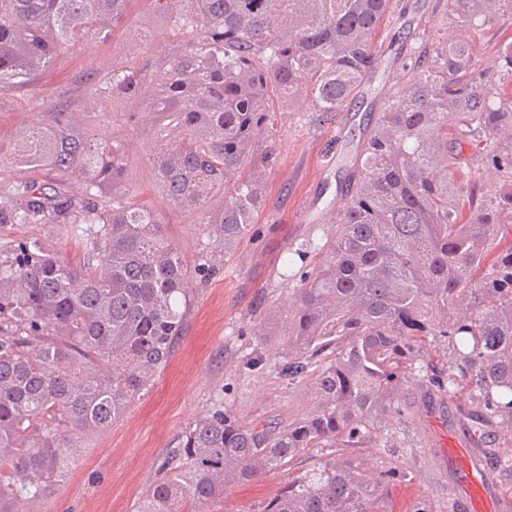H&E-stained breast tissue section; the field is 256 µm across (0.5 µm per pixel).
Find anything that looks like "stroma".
<instances>
[{
    "label": "stroma",
    "instance_id": "stroma-1",
    "mask_svg": "<svg viewBox=\"0 0 512 512\" xmlns=\"http://www.w3.org/2000/svg\"><path fill=\"white\" fill-rule=\"evenodd\" d=\"M402 20L383 24L374 44L380 57L366 83L363 101L333 114L305 105L281 112L275 122L277 161L266 176V200L255 224L224 259L219 272L196 287L185 333L153 386L135 399L104 433L88 437L61 482L40 503L42 512H137L145 491L159 478L177 437L197 417L221 408L245 420L287 421L308 411L317 399L313 374L287 383L277 367L288 359L286 316L298 290L328 241L336 235L339 187L354 170L359 150L373 129L392 81L404 61L402 42L433 0H403ZM148 29L149 43L138 33ZM188 40L167 19L157 17L150 0H130L124 24L104 41L84 39L60 54L23 88L0 89V140L10 143L37 117L38 106L87 115L90 83L98 74L128 64L159 67L183 50ZM512 42V20L503 19L474 34L471 48L483 73L499 72L496 44ZM129 103L116 104L107 133L126 139L130 181L138 200L158 214L170 243L197 265L215 245L197 213L173 205L160 188L147 139L125 121ZM473 392L427 397L404 384L394 418L380 419L374 443L348 449L349 457L372 472L400 470L388 486L384 512H468L452 489L454 473L429 427L435 418L467 443L472 424L458 406H472ZM331 448H313L294 466L228 487L223 512H259L264 501L287 482L334 457Z\"/></svg>",
    "mask_w": 512,
    "mask_h": 512
}]
</instances>
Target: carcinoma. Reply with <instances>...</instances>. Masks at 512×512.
I'll return each instance as SVG.
<instances>
[{
  "label": "carcinoma",
  "instance_id": "carcinoma-1",
  "mask_svg": "<svg viewBox=\"0 0 512 512\" xmlns=\"http://www.w3.org/2000/svg\"><path fill=\"white\" fill-rule=\"evenodd\" d=\"M189 33L150 74L131 65L95 78L104 111L133 100L127 123L147 137L166 195L199 213L227 254L255 223L276 162V113L307 102L344 112L371 78L373 35L400 0H152ZM128 0H0V88L22 87L71 41L104 39ZM512 15V0H434L345 184L339 233L299 288L288 322L294 381L316 369L320 400L289 422L242 421L218 408L177 439L139 512H209L224 490L285 468L309 448H363L417 368L415 348L451 345L448 385L483 408L463 420L512 443V44L500 76L479 71L471 34ZM460 134L448 141V125ZM495 182L459 184L457 146ZM45 167L41 183L0 182V225L42 224L86 243L70 261L37 240L0 252V512L33 504L67 471L80 435L119 419L170 360L193 293L188 262L134 201L125 140L89 136L69 112L43 109L20 140L0 142V175ZM82 185L76 196L71 185ZM223 194L218 209L210 198ZM473 202L459 223L462 197ZM487 266L480 280L475 268ZM386 471L334 458L288 481L260 512H383Z\"/></svg>",
  "mask_w": 512,
  "mask_h": 512
}]
</instances>
